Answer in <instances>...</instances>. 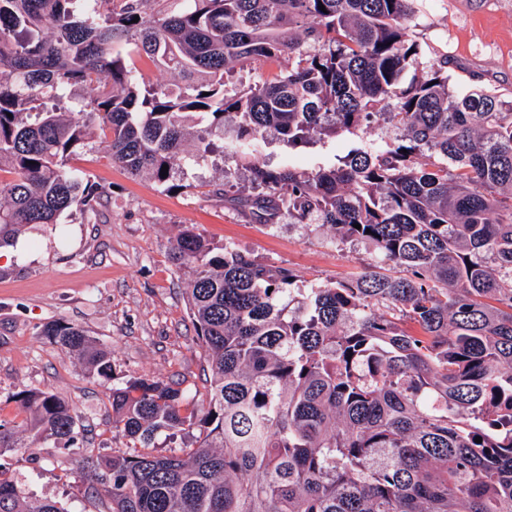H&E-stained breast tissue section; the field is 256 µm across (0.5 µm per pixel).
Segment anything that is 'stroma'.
<instances>
[{
  "instance_id": "35a3bbf8",
  "label": "stroma",
  "mask_w": 512,
  "mask_h": 512,
  "mask_svg": "<svg viewBox=\"0 0 512 512\" xmlns=\"http://www.w3.org/2000/svg\"><path fill=\"white\" fill-rule=\"evenodd\" d=\"M414 38L427 57L445 59L453 80L497 89L512 98V0H414ZM343 139L295 150L273 132L258 141L260 161H293L310 170L331 161ZM71 166L107 190L95 213H64L55 224H29L0 249V418L19 420L15 394L40 388L66 400L85 427L89 447L122 449L112 426L113 388L140 377L205 393L207 363L186 308L193 276L178 267L170 243L196 225L213 245H229L285 267L304 287L327 284L377 264L365 243H339L317 224H261L247 209L215 197V183H242L232 150L184 167L167 192L130 176L105 145L91 138ZM82 327L112 352V376L88 372L83 360L39 336L41 326ZM0 468L23 495L60 502L67 512H109L101 485L84 479L81 456L45 442L0 454Z\"/></svg>"
}]
</instances>
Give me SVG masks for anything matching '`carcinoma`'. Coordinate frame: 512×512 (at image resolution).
Wrapping results in <instances>:
<instances>
[{"label": "carcinoma", "instance_id": "carcinoma-1", "mask_svg": "<svg viewBox=\"0 0 512 512\" xmlns=\"http://www.w3.org/2000/svg\"><path fill=\"white\" fill-rule=\"evenodd\" d=\"M412 2L0 0V246L93 210L102 190L68 161L95 130L113 161L167 191L177 157L197 164L228 135L252 188L235 201L267 226L320 224L380 257L303 288L183 226L171 251L193 269L206 402L148 378L114 387L129 450L94 454L74 409L29 389L16 396L25 418L0 420V453L57 440L112 512H512V99L457 89L448 60L413 38ZM129 46L175 82H144ZM256 62L277 71L229 83ZM194 112L210 124L191 126ZM381 115L395 139L360 146ZM269 128L290 149L349 146L310 171L272 169L254 158ZM39 335L110 377L84 329ZM194 429L197 445L151 452ZM0 512L67 510L0 470Z\"/></svg>", "mask_w": 512, "mask_h": 512}]
</instances>
